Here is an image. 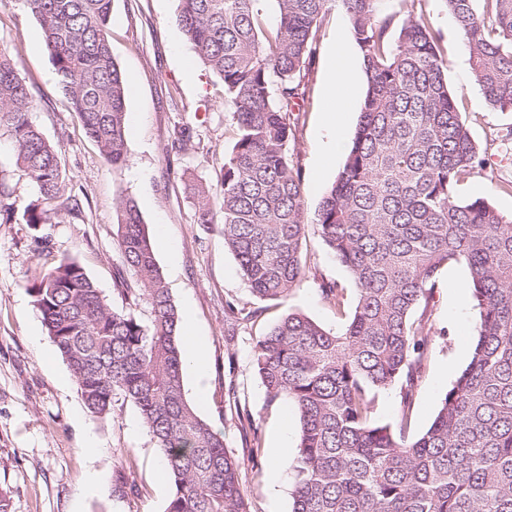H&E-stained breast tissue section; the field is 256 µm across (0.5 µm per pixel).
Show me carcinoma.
Returning a JSON list of instances; mask_svg holds the SVG:
<instances>
[{"label":"carcinoma","instance_id":"cac0c4a2","mask_svg":"<svg viewBox=\"0 0 512 512\" xmlns=\"http://www.w3.org/2000/svg\"><path fill=\"white\" fill-rule=\"evenodd\" d=\"M40 24L59 86L86 134L116 168L126 159V83L112 54L115 0H24ZM182 30L224 83L235 137L220 170L221 216L211 187L196 188V221L216 224L253 296L288 297L303 276L314 224L356 290L322 282L344 317L340 331L300 312L257 341L254 368L270 400L294 406L299 440L289 471L292 512H512V215L485 198L459 200L461 180L486 166L445 75L442 36L421 0H402L400 25L382 0H179ZM485 100L512 111V0H445ZM347 15L366 92L335 182L313 217L295 161L321 20ZM35 100L0 51V129L37 189L33 228L73 219L80 203L54 145L33 123ZM117 243L132 280L113 307L75 259L27 291L67 362L87 412L106 419L134 404L162 453L166 512H250L241 465L186 401L180 317L134 202L116 208ZM465 267L477 319L469 359L434 418L411 430L428 354L429 307L441 271ZM399 388L395 423L374 417L378 393Z\"/></svg>","mask_w":512,"mask_h":512}]
</instances>
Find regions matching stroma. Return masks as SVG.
<instances>
[{"label": "stroma", "instance_id": "stroma-1", "mask_svg": "<svg viewBox=\"0 0 512 512\" xmlns=\"http://www.w3.org/2000/svg\"><path fill=\"white\" fill-rule=\"evenodd\" d=\"M422 10L443 36L448 84L465 112L470 133L484 150L487 168L472 173L458 196L486 198L512 214V193L497 190L512 180V112L488 105L474 81L466 41L445 0H424ZM112 53L127 80V156L112 168L88 138L58 85L41 27L24 0H0V50L17 62L32 88V119L58 151L68 190L81 202L78 219L35 230L25 223L0 224V488L10 512H165L169 485L158 484L161 453L138 409L120 403L104 420L86 411L69 367L49 338L28 288L39 272L66 258L78 259L115 308L125 305L114 290L122 268L114 210L119 197L132 198L147 227L157 263L181 318L190 320L205 346L202 379L184 374L185 395L197 414L223 434L225 448L242 463V484L251 512H291L288 459L273 463L280 435L296 441L300 424L282 402L269 401L253 369L257 340L284 315L299 311L336 332L342 318L326 303L321 282L351 286L349 272L314 230L303 244L305 275L285 300L254 298L234 255L224 247L217 225L195 221L193 186L211 187L221 201L219 168L234 141L232 115L224 108L218 75L197 59L179 24L178 0H115ZM307 79V112L298 133L297 161L306 186L307 211H315L335 181L345 155L329 163L325 123L331 62H360L346 15L331 10L315 41ZM0 168L6 173L8 203L23 213L36 190L12 160L11 142L0 131ZM463 266L445 269L430 304L431 329L426 369L417 389L414 432L431 423L440 395L468 361V336L475 322L469 295H453L452 279H466ZM252 311L242 321L224 311L226 303ZM249 411L256 435L242 431L231 405ZM98 442L96 456L83 451L87 436ZM264 455L252 463L253 437ZM100 483L91 486L90 472ZM122 493H115V486Z\"/></svg>", "mask_w": 512, "mask_h": 512}]
</instances>
